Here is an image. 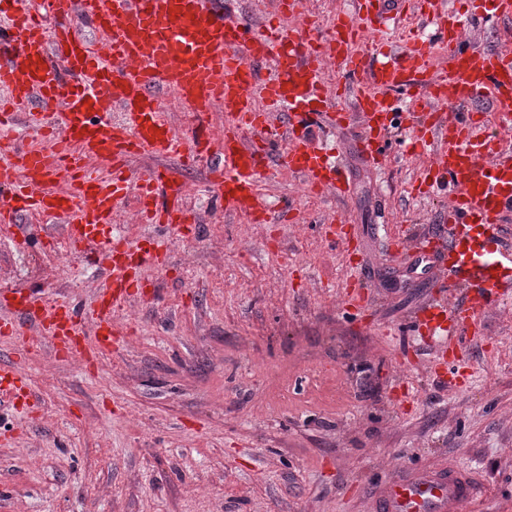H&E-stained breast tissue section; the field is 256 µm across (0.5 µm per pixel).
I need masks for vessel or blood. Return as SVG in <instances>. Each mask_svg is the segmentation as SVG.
<instances>
[{
  "label": "vessel or blood",
  "mask_w": 512,
  "mask_h": 512,
  "mask_svg": "<svg viewBox=\"0 0 512 512\" xmlns=\"http://www.w3.org/2000/svg\"><path fill=\"white\" fill-rule=\"evenodd\" d=\"M410 1L420 16H435L447 41L444 75L431 71L429 46L413 36L392 54L376 44L361 48L381 19L400 16ZM4 2L10 17L0 28V91L8 94L0 103V224L15 226L25 214L53 215L73 246L104 262L105 276L87 307L15 296L0 316L1 340L25 341L19 322L26 319L60 357L95 363L111 351L115 314L162 270L172 251L169 238L138 247L115 232L129 184H140L148 223L193 229L181 207L155 204L165 175L134 174L129 162L135 156L212 160L210 187L225 214L266 223L259 178L272 151L269 133L279 127L289 171L311 189L345 193L343 160L313 146L305 134L320 111L328 57L349 73L369 76L354 94L355 114H336L337 126L361 125L354 148L365 161H379L380 146L392 133L389 95L415 85L428 92L412 115L413 141L431 152L436 179L448 184V244L439 252L426 240L416 245L431 253L438 285L452 280L466 290L456 305L443 298L432 302L446 319L436 334L478 332L485 313L512 289V251L500 241L501 225L512 213V147L489 134L486 118L473 110L485 100L493 115L512 114V0H469L464 12L448 16L434 15L436 0H360L357 17L337 20L334 45L316 23L282 26V19L306 13L307 0H279L278 17L259 26L227 19L217 0H42L36 8L28 0ZM483 16L502 28L495 43L475 47L464 32ZM88 21L96 25L98 43L78 32ZM270 58L278 75L265 81L260 68ZM163 92L195 112L220 105L223 133L213 135L204 126L189 137L176 131L164 116ZM34 102L58 110V121L38 122L29 110ZM112 107L120 109V120L109 118ZM21 117L36 124L40 145L16 143ZM97 164L110 166L111 178L95 175ZM0 392L33 411L20 367L0 362ZM472 496L463 470L404 472L380 487L377 506L380 512H460Z\"/></svg>",
  "instance_id": "vessel-or-blood-1"
}]
</instances>
